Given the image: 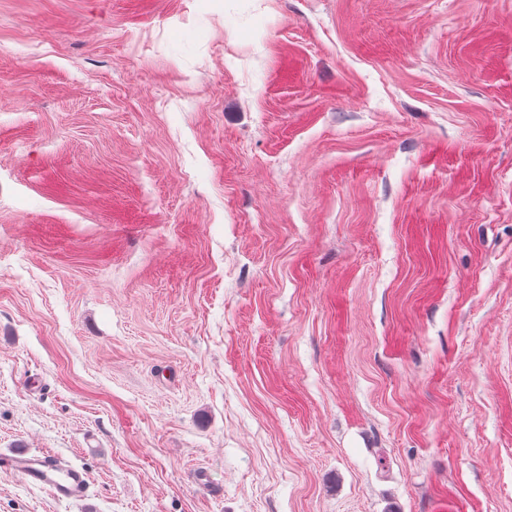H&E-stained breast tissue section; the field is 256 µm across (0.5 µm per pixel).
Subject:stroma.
<instances>
[{"label":"stroma","instance_id":"obj_1","mask_svg":"<svg viewBox=\"0 0 512 512\" xmlns=\"http://www.w3.org/2000/svg\"><path fill=\"white\" fill-rule=\"evenodd\" d=\"M0 512H512V0H0ZM0 470L18 475L30 486L47 489L58 500L80 499L87 495L88 482L83 470L29 450L0 453Z\"/></svg>","mask_w":512,"mask_h":512}]
</instances>
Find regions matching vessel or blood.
I'll list each match as a JSON object with an SVG mask.
<instances>
[{"instance_id":"b4317fda","label":"vessel or blood","mask_w":512,"mask_h":512,"mask_svg":"<svg viewBox=\"0 0 512 512\" xmlns=\"http://www.w3.org/2000/svg\"><path fill=\"white\" fill-rule=\"evenodd\" d=\"M0 470L18 475L30 486L48 490L59 500L80 499L87 494L88 482L83 470L27 450L0 453Z\"/></svg>"}]
</instances>
